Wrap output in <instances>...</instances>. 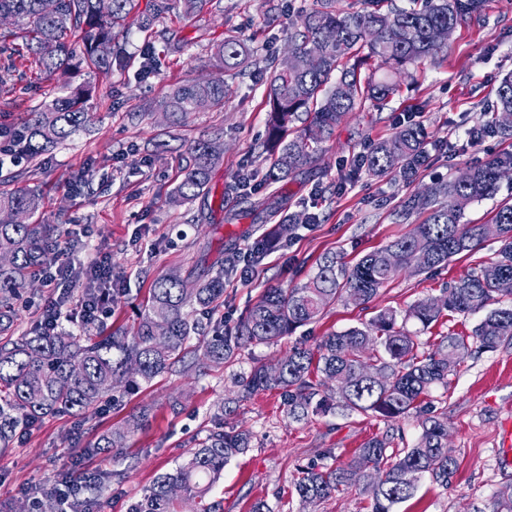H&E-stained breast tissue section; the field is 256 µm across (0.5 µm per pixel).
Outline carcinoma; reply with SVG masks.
<instances>
[{
    "instance_id": "obj_1",
    "label": "carcinoma",
    "mask_w": 512,
    "mask_h": 512,
    "mask_svg": "<svg viewBox=\"0 0 512 512\" xmlns=\"http://www.w3.org/2000/svg\"><path fill=\"white\" fill-rule=\"evenodd\" d=\"M43 0H0V22L16 19L21 31H0V46L13 52L25 50L34 56L47 76H64L71 61L80 62L107 75L112 65L125 62L117 41L126 20L138 11V0H112L106 13L99 0H56L55 12H43ZM171 0H151L141 12L140 27L152 28L157 16L170 9ZM339 0H313V7L288 26L290 49L299 65L285 63L269 76V138L264 150L269 156L268 176L278 179L319 160L320 145L328 139L343 116L368 102L381 108L397 91V84L362 74L368 60L401 73L428 58L447 52L432 33H449L467 18L483 10L486 0H410L407 7L384 9L387 0H369V8L346 11ZM382 24L392 31L377 42L365 39L368 29ZM22 43H17V40ZM81 52H76V46ZM251 49L234 38L216 45L215 66L239 75L249 63ZM228 91L222 79L198 78L175 87L156 104L173 124L197 111L201 103L224 108ZM484 111L486 121L471 128V139H512V126L501 122L512 113V74L505 75L496 99ZM309 118L304 133L290 135L292 124ZM80 94L55 99L33 113L22 125L21 150L30 158L41 156L86 126ZM426 135L416 125H406L393 136L373 145L365 160L375 176L405 174L426 161ZM222 156L213 150V140L201 138L191 147V162L172 195V203L192 202L204 194L213 170ZM512 168V155L492 158L467 168L468 177L437 181L424 193L407 196L398 217L409 220L426 212L424 223L371 252L352 266L336 256L322 257L315 274L294 288H268L232 328L217 330L210 337L198 336L192 314L208 309L224 298V266L206 274L191 287L178 276L165 275L153 284L150 305L141 315L132 336L115 331L98 336L84 331L76 336L63 329L54 334L33 329L13 338L7 335L13 322V300L30 285L32 272L52 242L47 224L16 223L13 216L30 217L42 206V195L23 187L0 193V448H9L17 432L45 416L59 412L84 415L98 407L112 392L128 388L139 377L149 383L178 363L205 369L222 367L249 347L269 344L293 329L321 318L327 307L344 297L365 305L380 288L411 266V253L426 250L423 268L436 269L454 257L474 252L489 235L502 242L496 256L448 285L442 304L421 300L403 319L396 311H380L369 322L324 337L316 348L295 347L273 365H260L251 372L245 388L251 392L279 386L288 397V416L295 420L311 412L331 408L332 396L319 395L318 375L337 382L336 407L349 415H372L385 420L418 412L436 384L448 383L457 372L461 354L470 345L494 350L512 340V204L498 206L488 230L486 224L464 221L466 208L495 194L501 172ZM484 317L470 337L452 331L441 334L429 349L420 351L415 336L406 329L412 319L430 329L443 317H465L478 312ZM148 410L131 417L101 435L95 448H121L131 433L147 419ZM251 444L244 431L210 433L188 458L173 470L159 475L143 497L127 512H178V494L198 500L200 512H217L207 503V494L232 458L246 453ZM455 466L448 455V425L444 414L422 421V433L411 447L397 455L388 453L387 442L374 437L350 460L336 466L310 469L295 483L305 502L325 501L355 487L370 502V512H393L409 499L418 475L430 474L445 482ZM493 512H512V486L500 490Z\"/></svg>"
}]
</instances>
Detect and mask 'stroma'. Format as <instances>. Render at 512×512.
<instances>
[{
	"label": "stroma",
	"instance_id": "35a3bbf8",
	"mask_svg": "<svg viewBox=\"0 0 512 512\" xmlns=\"http://www.w3.org/2000/svg\"><path fill=\"white\" fill-rule=\"evenodd\" d=\"M312 3L222 0L220 8L189 18L174 0L150 31L129 19L119 39L126 67L108 77L83 68L70 80L71 87L90 91L84 102L87 126L33 161L0 168V191L39 189L43 206L32 221L53 226L58 245L69 242L73 228L84 231L81 245L69 253L71 261H87L99 251L111 254L116 288L106 332L134 333L155 278L193 276L202 261H215L226 246L246 248L278 223L279 207L316 214V223L297 225L284 237L250 284L225 272L224 305L217 316L225 327L235 326L265 289L306 282L324 254L351 265L409 233L411 224L396 218L409 194L512 153V140L488 138L470 146L465 138L503 76L512 72V0H488L480 18L455 29L447 59L410 68L383 108L368 105L343 117L315 164L270 180L260 153L269 111L263 66L288 53V25ZM228 36L247 40L255 54L247 76L228 80L223 111L203 107L181 124L167 122L154 104L176 85L218 76L210 51ZM150 48L158 58L148 67L144 57ZM7 66L12 75L0 83V127L16 128L59 96L62 85L45 79L31 56L0 49V70ZM410 121L425 129L428 151L413 177H376L354 168V159L367 154L369 145ZM207 135L223 146L209 196L172 204L170 193L183 176L191 146ZM241 173L253 176L255 191L229 194ZM500 246L489 237L448 265L402 271L367 307L336 301L317 322L276 343L242 350L233 365L205 370L177 365L86 417L42 418L11 448L0 450V512H11L18 502L29 512H44L58 474L75 463L107 476L95 500L98 512H126L130 500L218 429L251 434L250 449L225 466L210 494L219 512H253L259 501L268 512H369L358 489L304 503L295 483L303 470L347 459L375 436L387 437L394 451L413 444L422 432L420 417L385 421L335 409L295 422L282 389L247 394L240 380L255 365L276 362L296 346L315 347L322 336L368 322L381 310L402 314L417 301L441 298L448 282L489 261ZM428 400L448 418V452L456 466L443 484L423 475L412 497L394 512H489L495 493L512 484V465L502 461L512 432V345L465 355L457 373L447 385L435 386ZM144 408L149 415L142 429L124 447L86 456L99 435ZM124 464L129 471L121 479L115 472Z\"/></svg>",
	"mask_w": 512,
	"mask_h": 512
}]
</instances>
